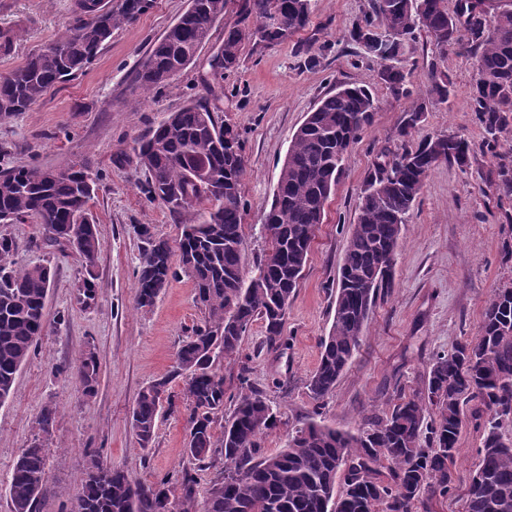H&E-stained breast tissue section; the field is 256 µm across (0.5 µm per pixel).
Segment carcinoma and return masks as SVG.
<instances>
[{
  "instance_id": "carcinoma-1",
  "label": "carcinoma",
  "mask_w": 512,
  "mask_h": 512,
  "mask_svg": "<svg viewBox=\"0 0 512 512\" xmlns=\"http://www.w3.org/2000/svg\"><path fill=\"white\" fill-rule=\"evenodd\" d=\"M73 8L68 31L31 54L26 63L0 76V117L27 111L56 84L83 71L112 33L153 7L154 0H112V6ZM228 0H189L188 9L157 39L135 76L148 95L165 89L193 64L224 18ZM254 18L248 31L231 27L217 50L219 67L239 66L244 42L281 45L306 28L312 0H245ZM274 13L282 24L270 27ZM418 31L436 45L477 55L472 112L483 129L480 152L496 161L491 171L498 196L512 200V146L500 143L512 128V0H370L350 33L368 56L380 61L379 81L396 96H410L400 65L404 44ZM430 85L406 113L397 138L400 151L385 156L367 178L355 224L339 268L336 303L320 359L307 389L316 402L335 388L364 335L381 289L393 288V267L402 228L430 173L442 163L469 166L474 148L455 135L410 142L430 101L448 100L447 75L430 67ZM375 98L365 85H344L323 97L292 137L277 190L264 224L267 248L256 273L243 275L245 258L240 186L242 144L236 130L219 122L207 102L190 100L138 142L145 173L142 192L161 200L180 218L179 240L156 236L142 226L144 246L136 273L135 304L150 308L178 272L190 277L205 310L202 326L177 349L170 373L143 387L130 414L140 447H149L160 417L177 412L169 384L182 382L188 434L186 453L217 469L204 512H414L422 495L454 490L451 466L464 426L482 432L468 485L467 512H512V285L496 288L485 301L479 335L437 355L423 390L365 419L355 432L326 422L313 411L288 435L284 447L267 454L260 440L277 421L266 394L249 383L241 367L240 393L224 416V377L215 365L241 356L252 323L262 320L266 344L282 342L289 304L307 264L332 188L344 173L352 144L371 125ZM95 177L87 162L53 170L38 165L0 170V219L31 220L43 226L46 244H65L79 256L80 289L95 297L100 251L97 224L88 204ZM12 238L0 235V401L6 400L32 347L46 328L44 306L51 268L13 267ZM83 394L91 397L99 366L90 353L77 370ZM224 417L222 431L214 424ZM55 410L37 419L34 441L17 457L8 484L11 512H36L44 493L45 443ZM90 459L70 512H194L195 480L145 483L121 468L95 473Z\"/></svg>"
}]
</instances>
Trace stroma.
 Segmentation results:
<instances>
[{
	"label": "stroma",
	"instance_id": "35a3bbf8",
	"mask_svg": "<svg viewBox=\"0 0 512 512\" xmlns=\"http://www.w3.org/2000/svg\"><path fill=\"white\" fill-rule=\"evenodd\" d=\"M73 0H0V29L17 32L9 54L0 53V74L24 65L31 53L62 36L72 23ZM189 0H155L133 23L116 30L83 73L57 84L29 110L0 119V169L40 165L66 168L89 161L99 180L90 212L99 226L96 296L84 301L77 254L49 247L40 225L0 224L16 243L14 261L23 269L49 264L54 281L45 304L47 327L29 361L16 376L10 397L0 403V483L36 432L44 407L56 409L46 447L47 479L36 512H68L90 459L154 483L189 472L196 505H203L213 471L185 455L183 413L160 420L149 448H141L130 426L139 390L166 376L180 341L202 325L205 314L186 275L173 279L153 308L135 306L136 271L143 242L139 225L176 240L181 226L167 206L146 197L134 151L137 138L186 101L207 99L209 57L226 28L251 27L245 0H232L209 42L172 87L141 96L134 82L150 46L185 11ZM369 0H314L309 25L288 43L266 47L245 43L239 67L224 75L221 117L240 134L245 174L241 192L245 273L253 275L263 252L265 214L277 187L290 141L318 101L344 84L368 86L378 101L373 122L348 154L316 231L302 279L288 309L283 340L264 344L262 322H254L242 348L252 385L266 392L277 413L276 428L261 446L276 452L314 408L340 429H356L367 415L388 411L422 390L436 354L450 352L477 335L493 288L512 284V260L501 245L512 236V202L499 200L487 180L494 161L476 154L467 169L443 164L428 177L402 229L395 259V286L378 298L361 346L335 389L314 403L306 388L333 319L336 283L357 204L381 151L397 150L395 132L414 106L381 84L378 64L346 38ZM317 59L305 66L306 57ZM405 66L413 67L416 92L425 91L429 67L437 65L451 83L447 102L429 107L414 137L455 134L480 144L482 129L471 108L475 58L448 50L438 54L427 34L405 44ZM100 363L97 394L84 399L76 368L85 352ZM481 434L465 427L452 468L454 491L420 504L417 512H466L464 493L476 462Z\"/></svg>",
	"mask_w": 512,
	"mask_h": 512
}]
</instances>
